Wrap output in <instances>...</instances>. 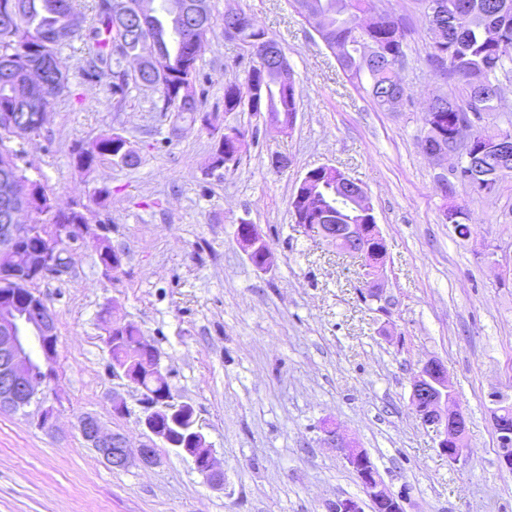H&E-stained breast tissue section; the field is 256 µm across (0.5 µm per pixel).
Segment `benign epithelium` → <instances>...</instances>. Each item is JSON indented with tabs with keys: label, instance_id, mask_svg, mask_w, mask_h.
<instances>
[{
	"label": "benign epithelium",
	"instance_id": "obj_1",
	"mask_svg": "<svg viewBox=\"0 0 512 512\" xmlns=\"http://www.w3.org/2000/svg\"><path fill=\"white\" fill-rule=\"evenodd\" d=\"M258 61L269 71L278 85L295 82V73L282 61L280 46L268 44L259 48ZM478 115L472 119H459V131L448 137V149L427 152L435 160L453 159L454 174H461L459 164L483 150L482 139L476 135ZM332 179L345 193L357 214V222L336 224V214L315 204L316 179ZM295 200L300 203L302 232L320 238L344 253L361 256L374 251L377 262L363 266L366 282L371 285L372 296L368 300L380 303L385 300L383 279L387 247L385 238L376 222L370 196L362 185L332 165H321L309 170L299 181ZM34 208L28 196L17 204L8 199L0 203V261L14 264L23 261L30 270V280L46 277L59 278L69 273L74 250L85 240L87 217L83 224H73L75 233L69 239V252L64 259L58 258L59 249L50 243L35 252L17 254L16 243L23 235V224ZM237 240L247 254L261 247L264 250L263 268L272 267V251L265 246L256 225L242 218L237 224ZM57 360V336L55 317L44 301L29 291L25 300L18 301L10 292L0 293V411L15 413L36 406L38 425L50 428L54 425L55 411L46 405L47 392L55 380ZM112 376L123 379L141 395L143 413L139 425L147 431V440L139 447H129L125 435L106 430L99 418L84 415L79 423L81 437L111 469L125 471L133 466L151 469L160 464L158 445L172 448V452L192 459L195 469L213 487L224 486V470L214 457L213 449L198 424L194 407L187 402L172 406H160L149 401L150 393L140 388L128 367L112 361ZM410 405L421 424L431 431L437 441L439 453L448 465L456 466L465 460L468 448L465 442L466 416L456 402L448 378L447 366L439 359L431 358L414 373ZM191 415L188 443L173 441L171 429L179 426L181 418ZM492 422L499 444L512 446V421L500 419V413H492ZM322 441L329 448H337L348 468L356 476L363 496H342L330 503V512H364L365 502L381 504L388 512H404V495L393 493L383 480L378 468L365 449L328 423L321 429Z\"/></svg>",
	"mask_w": 512,
	"mask_h": 512
}]
</instances>
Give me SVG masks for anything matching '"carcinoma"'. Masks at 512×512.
Here are the masks:
<instances>
[{"label": "carcinoma", "mask_w": 512, "mask_h": 512, "mask_svg": "<svg viewBox=\"0 0 512 512\" xmlns=\"http://www.w3.org/2000/svg\"><path fill=\"white\" fill-rule=\"evenodd\" d=\"M141 0H98L91 17L80 10L77 0H0V115L5 112H47L70 93L68 78L54 64L62 45L81 41L85 46V73L90 79H99L105 72L115 75L112 63L135 55L141 58L138 73H123L120 80L110 85L111 93L122 95L117 108H122L123 96L129 83L159 94L161 112H170L172 129L181 124L201 122L212 125V113L204 111L203 100L195 93L183 94L181 64L187 57L185 38H195L194 58L201 51L217 23L209 0H181L183 13L172 12L169 0H151V13L144 15L143 24L151 39L153 53L165 60V69L159 71L140 44L137 31L124 25L123 17L139 5ZM319 6L323 38L341 47L343 70L354 76H365L366 93L380 107H391L390 95L404 89L400 72L405 65L406 34L402 24L388 11L379 9L378 23L371 29L360 26L358 13L372 10L376 0H313ZM454 9L448 13L440 28L428 26V60L430 64L444 65V72L464 84L459 96H443L442 111L448 119L466 112L480 92L493 86L490 76L504 69L512 60V0H449ZM493 20L508 21L509 42L496 49L486 46L484 28ZM267 41H275L270 32L259 26L246 11H241L238 42L250 56L251 66L245 80L230 81L224 85V114L245 109L260 114L268 113L281 120L296 111L297 98L293 87L268 86L263 73L252 58L253 50ZM376 45L387 57L384 63L368 61L369 48ZM41 128L33 122L18 123L10 128L0 125V169L16 163L18 151L8 146L16 140L39 135ZM120 134L107 133L90 146L75 145L73 162L77 168L90 172L99 163L112 157ZM340 189L332 182L319 184L318 202L334 210L336 194ZM79 219L74 215H46L39 212L25 229L17 248L27 253L48 242L61 243L65 251L62 227ZM100 266L112 269V243L102 237L92 243ZM27 273L17 266L11 277L0 275V292L23 291L27 287ZM140 330L133 323L123 328L121 335L105 337V346L112 359L124 362L132 372L139 374L138 383L158 399L173 397L167 375L148 370L139 349Z\"/></svg>", "instance_id": "cac0c4a2"}]
</instances>
